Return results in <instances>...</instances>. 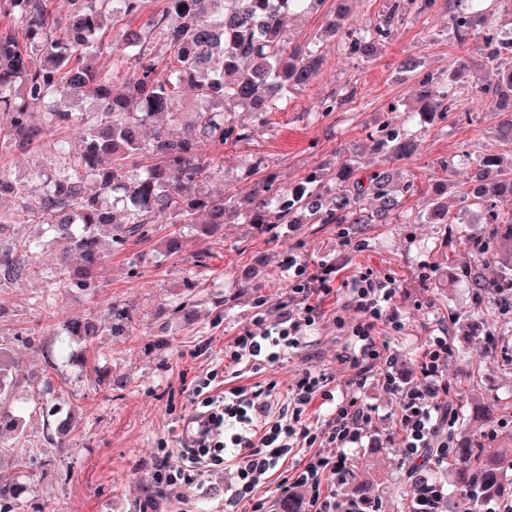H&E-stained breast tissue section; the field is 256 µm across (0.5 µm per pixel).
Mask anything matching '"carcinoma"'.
<instances>
[{"label":"carcinoma","mask_w":512,"mask_h":512,"mask_svg":"<svg viewBox=\"0 0 512 512\" xmlns=\"http://www.w3.org/2000/svg\"><path fill=\"white\" fill-rule=\"evenodd\" d=\"M73 2L78 9L62 23L51 17L48 0H0V147L32 150L62 129L84 127L71 169L45 176L40 196L31 197L26 183L0 175V195L22 201L26 222L47 225L65 243L60 258L65 287L91 288L104 246L121 250L145 238L146 226L159 213L200 237L240 217L262 234L270 224H389L400 214L403 198L414 192L413 180L397 182L387 170L361 176L350 159L339 165L331 192L327 185L333 179L321 167L292 189L266 182L249 200L205 191L213 170L211 152L249 136L224 104L236 103L259 118L277 110L281 98L318 72L321 36L292 46L285 35V18L317 0H166L160 13L147 12L148 0ZM414 3L423 14L436 0H390L384 13L360 22L336 13L324 32L370 63L380 46L396 38L406 5ZM507 4L512 6V0H448V27L462 54L441 74L423 72L412 61L401 63L413 80L410 111L433 122L460 109L459 77L469 67L465 50L476 40L489 72L469 97L486 96L492 111L507 115L500 134L512 145V40L497 36L493 22ZM110 29L123 32L125 46L136 48L134 57L109 45ZM102 55L108 57L105 65L96 63ZM120 77L124 91L116 93L112 84ZM185 83L201 104L194 112V135L164 126L143 138L142 128L173 111ZM71 98H90L100 111L74 112L66 105ZM34 106L43 108L44 122L31 120ZM374 141L389 161L411 156L415 147L404 123L378 131ZM145 154L155 163L130 172L128 167ZM470 164L481 182L479 193L462 192L458 213L450 216L436 190L409 223L446 224L448 232L466 241L479 239L499 263L498 280H512V175L489 156ZM473 222L482 229L467 231ZM35 249L31 241L1 248L0 278L27 275ZM133 318L131 308L114 304L99 322L72 320L61 353L73 343L92 345L106 330H119ZM16 382L14 362L0 349V436L6 431L21 435V419L9 410ZM503 440L504 447L489 456L479 433L460 428L448 469L463 494L443 497L438 512H483L489 498L512 499V483L503 480L504 470L512 469V444L507 434ZM427 488H437L431 468L412 470L402 512H417L416 497ZM26 493L18 478L0 473V512L21 508Z\"/></svg>","instance_id":"carcinoma-1"}]
</instances>
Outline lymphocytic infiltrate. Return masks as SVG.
<instances>
[{"label":"lymphocytic infiltrate","instance_id":"1","mask_svg":"<svg viewBox=\"0 0 512 512\" xmlns=\"http://www.w3.org/2000/svg\"><path fill=\"white\" fill-rule=\"evenodd\" d=\"M284 268L292 295L301 305L300 313L284 312L271 322L263 314H255L254 321L262 325V332L243 327L225 345L226 370L242 367L255 374L266 372L297 349L306 328L320 319L319 299L333 291L332 267L311 270L291 256ZM345 288L346 304L360 318L341 357L354 372L341 394L330 389L327 374L302 370L289 389L286 408L274 422L269 421L267 410L276 381L234 386L225 389L219 399L205 396L197 412L200 439L183 448L179 466L160 461L155 472L158 481L171 485L180 480L192 482L204 468L229 460L238 481L226 490L224 512H236L245 501L252 512H263L265 502L255 491L275 475L280 478L282 492H308L310 512H363L362 502L346 492L353 471L345 451L360 444L372 424L373 409L357 394L371 372L378 373L384 389L398 399L405 463H417L428 448L436 449L439 463H447L456 424L444 377L451 350L447 327H440L426 344L419 362L422 383L400 385L391 370L393 357L389 352L392 339L405 329L391 311L398 288L395 278H380L367 270L347 281ZM318 399L328 404L329 417L321 432L315 433L307 411Z\"/></svg>","mask_w":512,"mask_h":512}]
</instances>
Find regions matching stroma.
<instances>
[{"label":"stroma","instance_id":"1","mask_svg":"<svg viewBox=\"0 0 512 512\" xmlns=\"http://www.w3.org/2000/svg\"><path fill=\"white\" fill-rule=\"evenodd\" d=\"M320 51L323 63L314 79L289 93L264 124L235 113L249 136L215 150L219 172L207 181L208 192L245 197L263 179L292 187L312 168L333 170L346 158L356 160L361 171H375L381 156L372 132L402 120L390 104L412 102V82L400 62L410 57L423 71L442 73L455 43L440 4L422 15L410 12L398 40L373 63L351 58L332 38L321 41ZM333 95L345 98V105L323 112L322 101ZM498 123L476 102L467 114L444 123L411 120L409 130L422 146L403 166L416 186L404 200L407 213L418 212L442 182L448 185V209L456 211L457 194L470 177L466 156H498L503 171L511 173L512 147L497 137ZM65 166L50 138L28 152L0 153V172L35 191L40 174ZM172 230L169 216L158 214L146 239L106 255L88 293L63 287L56 265L61 245L42 225L17 222L0 235L5 245L41 240L29 274L0 282V343L11 348L20 377L14 399L23 420L19 442L37 460L18 471L31 487L20 512H222L224 490L235 476L231 463L206 473L201 483L159 492L153 474L164 455H177L183 445L181 427L196 408V386L208 380L223 390L225 344L251 324L255 312L270 320L285 310L297 312L283 269L291 255L312 268L333 266L340 282L366 269L396 278L393 308L405 330L391 351L394 374L407 385L420 383L418 361L434 326L447 318V378L456 411L473 412L478 403L512 404V319L478 311L466 276L474 259L447 225L399 218L358 225L347 240L336 224H277L269 236L239 220L204 240L187 235L182 253L165 260L158 251ZM188 294L196 310L190 324L173 311ZM345 300L341 293L327 297L319 323L272 370L278 387L271 415L287 403L302 369L323 371L335 389L351 377L338 360L347 343L344 328L357 318ZM112 303L135 313L126 332L103 334L93 346L76 344L71 355L61 354L65 322L102 316ZM39 393L47 394L59 417L74 418L66 449L44 440L46 423L32 404ZM359 394L373 408V423L360 447L346 451L353 479L368 483L367 499L379 512H398L410 477L394 423L395 398L372 374ZM44 460L52 463L50 473L42 471Z\"/></svg>","mask_w":512,"mask_h":512}]
</instances>
